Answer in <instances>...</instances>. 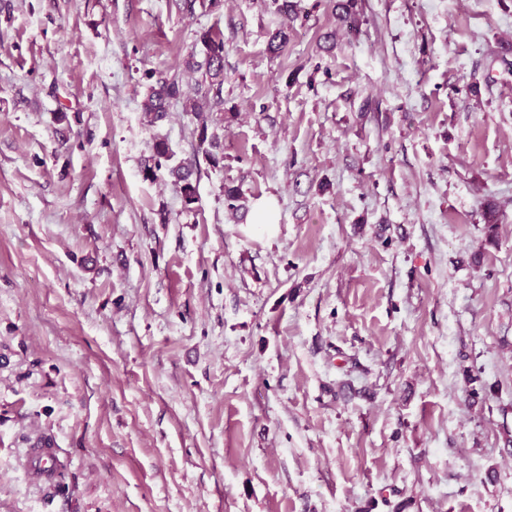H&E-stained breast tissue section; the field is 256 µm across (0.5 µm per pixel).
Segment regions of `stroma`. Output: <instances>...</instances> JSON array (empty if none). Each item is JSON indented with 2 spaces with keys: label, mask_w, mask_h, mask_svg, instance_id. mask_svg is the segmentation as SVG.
I'll use <instances>...</instances> for the list:
<instances>
[{
  "label": "stroma",
  "mask_w": 512,
  "mask_h": 512,
  "mask_svg": "<svg viewBox=\"0 0 512 512\" xmlns=\"http://www.w3.org/2000/svg\"><path fill=\"white\" fill-rule=\"evenodd\" d=\"M296 3L0 0V512H512V0ZM199 47L198 51L197 48ZM201 60H197V57ZM187 67L199 74L196 81L195 96L187 95L177 78H161L149 86L142 103L143 112L149 121L155 123L167 117L168 107L175 102H181L184 112H191L198 121V138L200 146L207 143L205 155L214 164L219 161V137L209 127L221 122L212 117L215 105L223 102L222 89L224 85V38L216 29H208L200 33L194 51L186 61ZM213 93L212 97H210ZM169 175L173 178L175 187L180 191L187 204L194 203L196 198V186L193 184V170L188 166H175L168 168Z\"/></svg>",
  "instance_id": "stroma-1"
}]
</instances>
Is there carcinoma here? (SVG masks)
Listing matches in <instances>:
<instances>
[{"label": "carcinoma", "instance_id": "obj_1", "mask_svg": "<svg viewBox=\"0 0 512 512\" xmlns=\"http://www.w3.org/2000/svg\"><path fill=\"white\" fill-rule=\"evenodd\" d=\"M357 0H336V17L352 27L355 25ZM197 49L192 51L186 61L187 67L199 74L196 81L195 96L186 94L177 78H161L149 86L142 103L143 112L152 123L167 117L172 102L182 103L183 110L195 115L198 121L200 144L208 145L205 155L214 164L219 157V137L209 132V127L218 125L220 120L212 117L213 108L223 102L224 85V38L220 31L208 29L200 33L196 41ZM175 187L180 191L186 203L196 201V186L193 184V170L188 166L168 168Z\"/></svg>", "mask_w": 512, "mask_h": 512}]
</instances>
